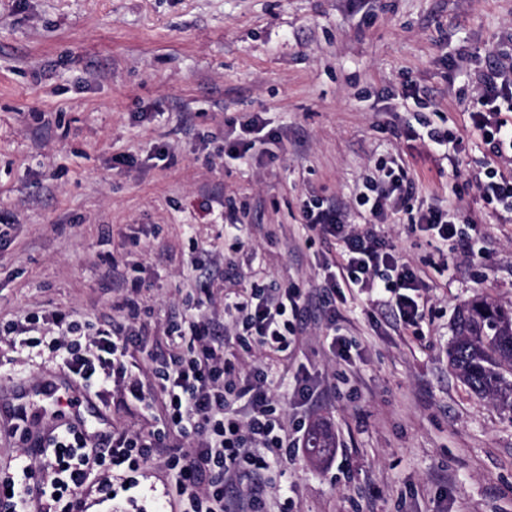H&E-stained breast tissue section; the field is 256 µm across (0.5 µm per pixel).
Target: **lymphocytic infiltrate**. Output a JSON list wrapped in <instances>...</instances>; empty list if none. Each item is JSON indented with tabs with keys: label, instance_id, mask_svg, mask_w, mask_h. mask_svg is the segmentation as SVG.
I'll return each instance as SVG.
<instances>
[{
	"label": "lymphocytic infiltrate",
	"instance_id": "obj_1",
	"mask_svg": "<svg viewBox=\"0 0 512 512\" xmlns=\"http://www.w3.org/2000/svg\"><path fill=\"white\" fill-rule=\"evenodd\" d=\"M480 82L479 106L469 118L490 158L480 183L482 196L512 211V179L498 167L499 162H512V63L486 67ZM242 131V137L224 141L230 159L269 154L277 141L258 113L243 123ZM415 193L416 185L403 169L382 163L357 199L370 216L368 223L348 224L334 204L306 201L305 231L338 252L326 263V287L258 284L234 301L240 318L233 326L204 314L169 324V334L184 347L160 357L153 369L165 394L160 416L164 433L144 437L112 429L97 434L58 425L40 443L53 456L54 475L37 491L39 512H88L84 492L93 472L105 466L116 472L135 470L158 457L175 479L177 512H275L279 499L267 493L268 475L292 449L307 446L310 437L306 421L289 423L283 406L288 397L307 398V388L300 383L291 389L273 388L267 368L243 370L227 357L226 348L234 344L248 354L288 352L311 310H320L328 325H335L336 298L346 293L368 294L373 305L391 307L400 324L417 326L426 303L425 280L377 231ZM463 222L454 210L435 208L420 215L419 228L463 256L482 255L481 236L463 231ZM120 307L124 321L108 330L94 331L89 323L53 314L61 330L53 346L62 370L86 391L99 394L111 384L140 403L145 399L143 384L129 376L125 357L130 346L146 341V328L139 323L143 309L131 295ZM171 430L193 432L191 447L167 442L164 434Z\"/></svg>",
	"mask_w": 512,
	"mask_h": 512
}]
</instances>
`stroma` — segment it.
I'll return each instance as SVG.
<instances>
[{
  "label": "stroma",
  "mask_w": 512,
  "mask_h": 512,
  "mask_svg": "<svg viewBox=\"0 0 512 512\" xmlns=\"http://www.w3.org/2000/svg\"><path fill=\"white\" fill-rule=\"evenodd\" d=\"M503 48L512 53V0H0V224L13 227L0 240V397L58 370L51 313L100 329L123 319L104 280L112 267L141 264L158 351L172 346V317L191 313L195 261L223 268L206 313L227 323L225 301L254 284L321 287L328 246L305 245L303 200L364 223L356 197L392 161L418 189L380 230L425 274V319L413 334L362 294L336 307L351 362L329 352L318 315L270 370L309 375L313 397L288 418L336 439L320 458L289 460L288 512H512V413L448 364L464 304L512 306V214L481 196L486 148L468 119L479 66ZM257 112L282 137L278 158L225 164L224 135ZM419 113L461 138L455 160L402 135ZM451 203L483 256L437 251L415 230L428 207ZM31 315L46 343L4 334ZM88 410L136 433L162 427L108 394L89 396ZM165 470L151 461L131 490L113 479L89 512H160ZM1 474L20 488L51 474L4 419Z\"/></svg>",
  "instance_id": "obj_1"
}]
</instances>
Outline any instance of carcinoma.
Returning <instances> with one entry per match:
<instances>
[{
  "instance_id": "cac0c4a2",
  "label": "carcinoma",
  "mask_w": 512,
  "mask_h": 512,
  "mask_svg": "<svg viewBox=\"0 0 512 512\" xmlns=\"http://www.w3.org/2000/svg\"><path fill=\"white\" fill-rule=\"evenodd\" d=\"M448 363L472 392L512 412V308L484 297L465 304L456 316ZM311 443L318 457L334 447V438L319 429Z\"/></svg>"
}]
</instances>
